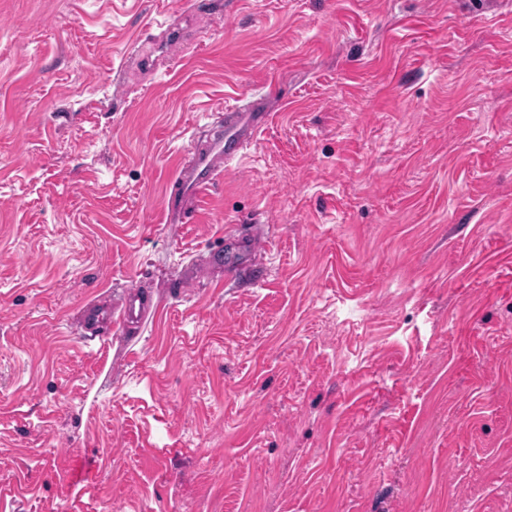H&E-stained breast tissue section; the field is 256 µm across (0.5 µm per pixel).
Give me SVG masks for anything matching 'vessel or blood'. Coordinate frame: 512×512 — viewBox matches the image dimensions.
I'll use <instances>...</instances> for the list:
<instances>
[{
  "instance_id": "b4317fda",
  "label": "vessel or blood",
  "mask_w": 512,
  "mask_h": 512,
  "mask_svg": "<svg viewBox=\"0 0 512 512\" xmlns=\"http://www.w3.org/2000/svg\"><path fill=\"white\" fill-rule=\"evenodd\" d=\"M271 114L264 109L263 100L257 99L225 113L224 122L208 150L194 155L187 166L180 169L178 180L183 187L182 202L185 209H192L196 200L223 174L225 165L236 160L243 144L268 125ZM151 303L140 301L135 294H128L121 306V321L144 322L151 314Z\"/></svg>"
}]
</instances>
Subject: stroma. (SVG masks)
Returning <instances> with one entry per match:
<instances>
[{"label":"stroma","mask_w":512,"mask_h":512,"mask_svg":"<svg viewBox=\"0 0 512 512\" xmlns=\"http://www.w3.org/2000/svg\"><path fill=\"white\" fill-rule=\"evenodd\" d=\"M0 512H512V0H0ZM271 116V112L264 110L262 99L224 113V124L220 125L208 150L195 154L190 164L178 173L177 181L183 187L182 202L186 210L193 209L194 202L223 174L224 165L226 167L240 156L243 143L268 125ZM153 304L148 302L140 301L134 292H128V296L125 302L121 306L120 310V322H126L128 320H136L142 324L146 318L153 311Z\"/></svg>","instance_id":"stroma-1"}]
</instances>
